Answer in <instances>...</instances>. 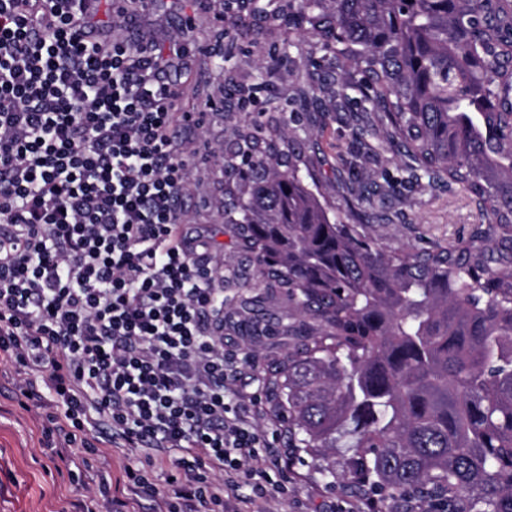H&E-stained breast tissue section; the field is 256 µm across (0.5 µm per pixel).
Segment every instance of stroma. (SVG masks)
<instances>
[{"label": "stroma", "mask_w": 512, "mask_h": 512, "mask_svg": "<svg viewBox=\"0 0 512 512\" xmlns=\"http://www.w3.org/2000/svg\"><path fill=\"white\" fill-rule=\"evenodd\" d=\"M223 0H154L148 15L119 29L132 41L192 43L197 53L164 78L182 88L179 108L202 113L196 132L181 131L186 150L208 162L194 171L180 200L190 233L214 230L209 257L223 277L224 349L245 353L248 364L234 374L238 393L262 391L269 362L284 357L291 338L273 334L283 320L299 325L283 289L255 276V266L223 215L224 144L244 117L237 89H254L253 115L276 116L295 136L313 169L329 182L331 204L349 223L365 224L387 247L445 245L480 227L478 205L442 182L411 178L395 163V147L371 134L373 112L358 90L343 101L319 88L335 84L339 72L331 55L306 35L285 28L250 38L234 37L223 53H209L220 27ZM10 364L0 356V512H81L82 496L68 480L82 463L74 448L51 456L41 443V422L13 400ZM356 496L289 475L283 494L269 512H355Z\"/></svg>", "instance_id": "obj_1"}]
</instances>
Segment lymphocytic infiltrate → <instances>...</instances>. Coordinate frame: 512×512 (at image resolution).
Listing matches in <instances>:
<instances>
[{
    "label": "lymphocytic infiltrate",
    "instance_id": "lymphocytic-infiltrate-1",
    "mask_svg": "<svg viewBox=\"0 0 512 512\" xmlns=\"http://www.w3.org/2000/svg\"><path fill=\"white\" fill-rule=\"evenodd\" d=\"M148 0H0V354L53 454L136 455L87 486L111 512H264L259 413L229 376L224 291L177 209L191 175L175 136L199 124L162 72L188 44L102 35ZM166 471L173 491L160 493Z\"/></svg>",
    "mask_w": 512,
    "mask_h": 512
}]
</instances>
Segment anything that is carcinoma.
<instances>
[{
  "label": "carcinoma",
  "instance_id": "cac0c4a2",
  "mask_svg": "<svg viewBox=\"0 0 512 512\" xmlns=\"http://www.w3.org/2000/svg\"><path fill=\"white\" fill-rule=\"evenodd\" d=\"M224 0L243 37L305 32L372 91L373 135L488 227L386 250L327 205L277 119L224 145V223L317 327L263 378L288 461L387 512H512V8L505 0Z\"/></svg>",
  "mask_w": 512,
  "mask_h": 512
}]
</instances>
